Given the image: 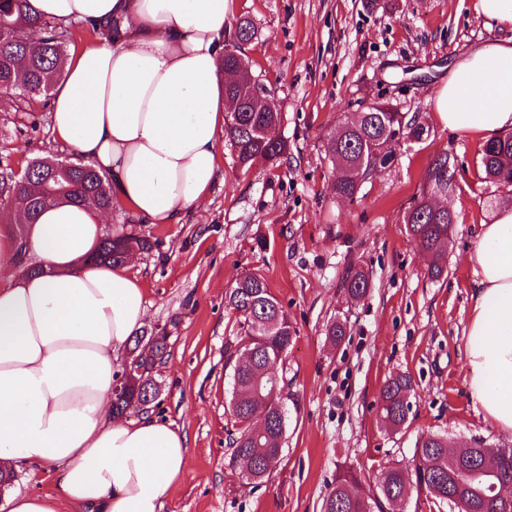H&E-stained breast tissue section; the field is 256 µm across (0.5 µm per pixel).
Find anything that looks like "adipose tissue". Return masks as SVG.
I'll return each instance as SVG.
<instances>
[{
	"label": "adipose tissue",
	"mask_w": 512,
	"mask_h": 512,
	"mask_svg": "<svg viewBox=\"0 0 512 512\" xmlns=\"http://www.w3.org/2000/svg\"><path fill=\"white\" fill-rule=\"evenodd\" d=\"M56 23L117 22L111 37L64 62L52 129L105 176L114 205L152 224H181L223 181L224 48L234 0H30ZM502 38L465 56L436 94L449 127L512 130V0H479ZM107 215L49 205L26 225L36 273L14 274L0 225V468L52 472L74 512H162L188 465L187 438L150 414L112 416L117 360L145 324L131 263L88 262ZM476 281L466 343L471 402L512 430V211L484 225L469 254Z\"/></svg>",
	"instance_id": "adipose-tissue-1"
}]
</instances>
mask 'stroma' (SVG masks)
Returning a JSON list of instances; mask_svg holds the SVG:
<instances>
[{
    "mask_svg": "<svg viewBox=\"0 0 512 512\" xmlns=\"http://www.w3.org/2000/svg\"><path fill=\"white\" fill-rule=\"evenodd\" d=\"M476 2L236 0L234 18L256 30L245 53L254 77L276 94L287 154L245 172L225 150L223 183L186 223L148 224L116 209L106 226L154 243L134 266L149 302L143 332L168 338L150 412L186 434L189 455L164 512H321L340 473L360 471L356 490L371 494V476L411 464L420 435H444L452 446L512 443V431L484 420L467 395L464 336L476 279L468 256L481 225L512 208V187L482 182L484 137L449 129L436 109L455 62L500 36ZM375 102L418 116L424 134L402 141L354 200L336 198L328 140L346 116ZM51 103L34 96L0 111V172L66 156ZM444 152L462 169L447 201L455 215L448 274L433 280L404 216ZM352 266L370 276L361 300L343 286ZM248 272L265 277L296 331L285 363V453L259 484L230 461L237 425L226 362L240 354L241 326L225 294ZM335 319L346 325L338 342L327 334ZM400 372L415 391L396 431L377 405L384 382Z\"/></svg>",
    "mask_w": 512,
    "mask_h": 512,
    "instance_id": "obj_1",
    "label": "stroma"
}]
</instances>
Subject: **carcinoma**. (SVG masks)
Returning <instances> with one entry per match:
<instances>
[{
    "label": "carcinoma",
    "mask_w": 512,
    "mask_h": 512,
    "mask_svg": "<svg viewBox=\"0 0 512 512\" xmlns=\"http://www.w3.org/2000/svg\"><path fill=\"white\" fill-rule=\"evenodd\" d=\"M0 86L24 100L33 95L48 94L63 74L62 63L67 43L75 29L61 26L32 11L29 0H0ZM224 93L243 101L241 111L227 113L224 138L230 143L237 163L246 169L257 162L274 163L287 151V142L276 136L281 121L279 109L254 101L247 84L238 82L224 88ZM423 127L417 118L407 117L387 102H376L350 120L342 123L328 142L332 162L336 166L333 191L336 196L354 199L365 180L393 153L381 148L402 138H418ZM453 157L443 155L442 165L429 166L420 192L405 214L409 235L429 259L428 275L437 280L446 270L450 241L448 212L436 208V198L448 197L453 185L448 183V163ZM55 160H37L27 166L30 174L23 183L0 174V193L23 203L15 211V223L30 224L48 203L67 201L96 209L112 207V197L105 177L85 161H68L66 192L51 199L45 183L53 176ZM479 167L484 180L494 185L512 186V136L506 134L486 141L479 152ZM153 243L133 233H117L102 240L92 261L122 265L131 250L148 252ZM344 286L349 296L362 299L369 292L368 275L355 267L346 275ZM227 305L242 318V348L247 360L233 366L231 409L238 424L232 439V457L248 466L247 479L261 481L268 477L280 461L287 430L288 415L283 392L286 385L284 362L295 330L288 314L271 293L265 278L257 273L240 276L226 295ZM140 340H134L130 364L147 373L167 355V336L148 337L153 356L138 354ZM116 382L121 391L112 394V416H127L144 411L158 399L156 381H151L147 397L144 384L125 380L120 371ZM414 391L411 377L397 374L385 381L380 390L378 411L392 428L405 426L411 411L407 398ZM506 455L487 462L479 449L466 447L458 460L448 461V440L439 435L417 440L412 464L388 467L377 482L373 498L354 496L351 487L357 474L348 470L336 480L335 487L322 502V512H374L389 506L393 512L406 500L410 489L423 494L440 508L448 503V494L462 492L464 497L456 512H499V505L487 498L492 483L512 484V445L505 444Z\"/></svg>",
    "instance_id": "cac0c4a2"
}]
</instances>
